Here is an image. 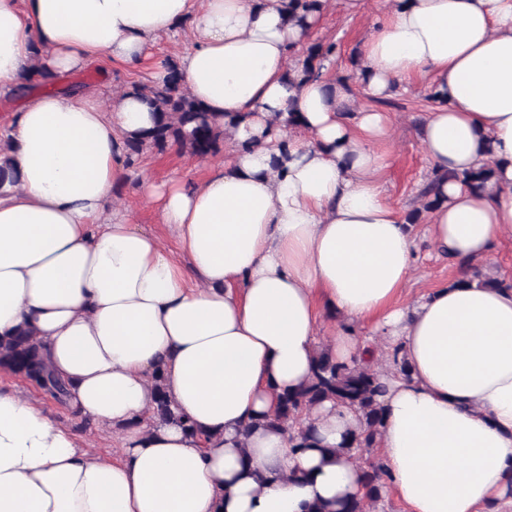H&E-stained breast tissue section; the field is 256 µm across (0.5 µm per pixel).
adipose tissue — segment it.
Listing matches in <instances>:
<instances>
[{"mask_svg": "<svg viewBox=\"0 0 512 512\" xmlns=\"http://www.w3.org/2000/svg\"><path fill=\"white\" fill-rule=\"evenodd\" d=\"M315 24L289 22L285 0H0V92L39 68L139 65L184 28L190 46L151 80L178 74L228 124L201 181L140 176L173 251L112 201L128 140L154 123L133 88L38 95L0 130V338L29 330L70 411L121 448L103 458L0 390V512H307L361 493L355 461L320 454L359 427L354 411L313 408L306 450L255 424L309 378L322 305L344 320L336 359L387 376L378 446L410 512H512V288L402 302L417 245L378 178L391 120L342 111L323 75L289 81ZM362 68L374 98L428 77L420 139L440 181L425 236L456 265L490 257L512 234V0H392ZM486 164V189L459 182ZM395 349L408 376L386 373ZM159 370L188 427L149 422Z\"/></svg>", "mask_w": 512, "mask_h": 512, "instance_id": "1", "label": "adipose tissue"}]
</instances>
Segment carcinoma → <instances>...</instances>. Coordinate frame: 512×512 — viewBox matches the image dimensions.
<instances>
[{
    "label": "carcinoma",
    "instance_id": "obj_1",
    "mask_svg": "<svg viewBox=\"0 0 512 512\" xmlns=\"http://www.w3.org/2000/svg\"><path fill=\"white\" fill-rule=\"evenodd\" d=\"M324 0H288L290 20L304 23L311 13H318ZM336 51L332 43L312 42L303 50L299 61L303 72L313 75L324 68V62ZM153 106L157 117L152 129L128 141V161H134L148 148L160 151L170 144H179L192 154L206 158L219 150L224 132L212 113L180 88L175 76L163 85L135 84ZM493 170L486 165L476 171L459 176V181L468 186L483 187L492 177ZM0 368L19 375L38 386L47 389L59 401L66 399L69 389L66 382L54 375L40 351V346L27 330L0 340ZM385 385L373 370L336 361L332 351L321 348L315 359L310 379L294 391L277 395V406L273 413L263 416L259 424L273 431L286 433L296 442L298 448L315 447V430L312 427L295 429L303 411L325 401H333L347 407L361 416L359 429L347 433L341 448H322L323 457L354 458L363 448L376 447L377 438L383 427V410L379 397ZM154 401L151 419L159 422H177L191 431L187 420L175 415L171 402L162 384V377L154 378ZM387 469L379 459H374L361 469L363 494L336 503L315 502L309 505V512H369L382 498L387 480Z\"/></svg>",
    "mask_w": 512,
    "mask_h": 512
}]
</instances>
